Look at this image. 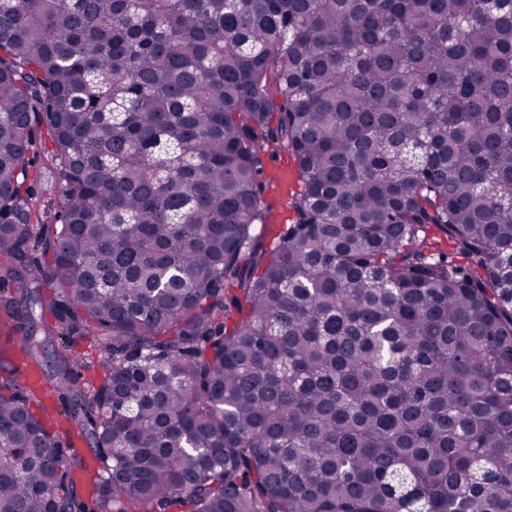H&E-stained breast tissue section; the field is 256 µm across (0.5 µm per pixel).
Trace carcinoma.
Returning a JSON list of instances; mask_svg holds the SVG:
<instances>
[{
	"instance_id": "carcinoma-1",
	"label": "carcinoma",
	"mask_w": 512,
	"mask_h": 512,
	"mask_svg": "<svg viewBox=\"0 0 512 512\" xmlns=\"http://www.w3.org/2000/svg\"><path fill=\"white\" fill-rule=\"evenodd\" d=\"M0 256V512H512V9L0 0ZM263 157L265 165L264 177L267 183L270 180V183L267 185L265 195L268 198V200L273 201L274 205L277 206L275 214L272 215L270 218L271 224H286L288 222V219L292 216V213L287 206L289 192L285 186H281L278 184L279 198L274 200L272 195H274L275 193L271 192V187L272 179L276 180L275 173L280 167V165L284 161L291 162L292 164L293 162L290 160L291 158H289L286 154L280 152L278 149L271 145H265V152ZM44 146L38 150V158L36 161V167L44 171V179L40 181L38 185V193L42 196L45 204V213L43 214V220L45 224L52 222V216L56 211V195L54 189L51 187L50 179H48V168L47 163L50 160V155L44 150Z\"/></svg>"
}]
</instances>
